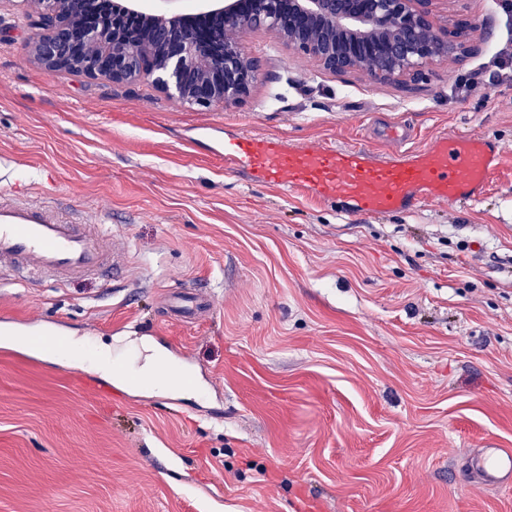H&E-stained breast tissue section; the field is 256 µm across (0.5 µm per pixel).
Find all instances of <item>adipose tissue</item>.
Segmentation results:
<instances>
[{"instance_id":"adipose-tissue-1","label":"adipose tissue","mask_w":512,"mask_h":512,"mask_svg":"<svg viewBox=\"0 0 512 512\" xmlns=\"http://www.w3.org/2000/svg\"><path fill=\"white\" fill-rule=\"evenodd\" d=\"M92 349L91 364L101 375L129 383H148L161 392L173 387L164 371L166 358L156 348L137 350L101 344Z\"/></svg>"}]
</instances>
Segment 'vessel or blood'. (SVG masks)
Instances as JSON below:
<instances>
[{
	"instance_id": "b4317fda",
	"label": "vessel or blood",
	"mask_w": 512,
	"mask_h": 512,
	"mask_svg": "<svg viewBox=\"0 0 512 512\" xmlns=\"http://www.w3.org/2000/svg\"><path fill=\"white\" fill-rule=\"evenodd\" d=\"M394 147L382 160L365 145L322 143L287 146L280 138L239 134L220 153L227 168L247 169L261 185L286 187L327 202L352 203L356 213L374 216L409 203L470 201L484 190L500 154L481 137L441 135L421 150L409 149L413 135L397 123L379 130ZM106 227L91 229L80 212L47 192L0 189V280L24 287L96 276H118L129 257L109 245ZM206 299L198 293L172 298L175 315L190 317ZM477 483L512 486V449L494 448L471 459Z\"/></svg>"
}]
</instances>
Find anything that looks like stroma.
<instances>
[{
	"label": "stroma",
	"mask_w": 512,
	"mask_h": 512,
	"mask_svg": "<svg viewBox=\"0 0 512 512\" xmlns=\"http://www.w3.org/2000/svg\"><path fill=\"white\" fill-rule=\"evenodd\" d=\"M476 55L412 88L320 73L265 33L230 110L184 107L148 83L104 84L32 57L25 0L0 5V185L105 216L130 265L118 281L0 287V512H512L466 458L512 448V13ZM482 83L463 84L473 73ZM413 147L499 142L465 203L360 218L226 171L225 136ZM209 311L168 317L173 290ZM140 344L184 365L187 392L104 385L68 360L18 353L5 330Z\"/></svg>",
	"instance_id": "35a3bbf8"
}]
</instances>
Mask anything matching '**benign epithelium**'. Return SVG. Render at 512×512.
Here are the masks:
<instances>
[{
	"label": "benign epithelium",
	"instance_id": "7a95c632",
	"mask_svg": "<svg viewBox=\"0 0 512 512\" xmlns=\"http://www.w3.org/2000/svg\"><path fill=\"white\" fill-rule=\"evenodd\" d=\"M35 59L46 69L107 84L150 82L180 104L232 109L259 80L245 46L264 32L317 70L406 84L441 62L471 54L477 29L463 0H201L207 25L129 8L78 24L88 0H28Z\"/></svg>",
	"mask_w": 512,
	"mask_h": 512
}]
</instances>
